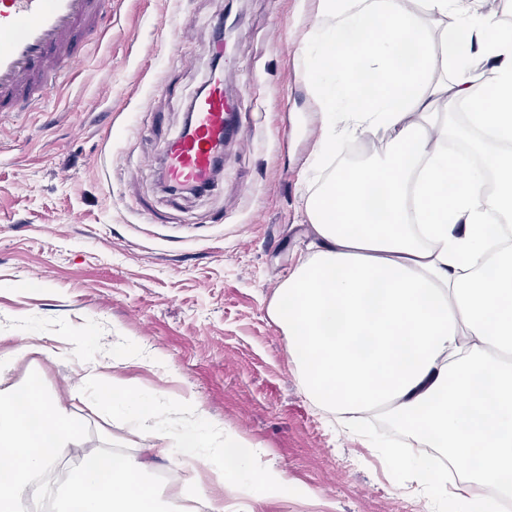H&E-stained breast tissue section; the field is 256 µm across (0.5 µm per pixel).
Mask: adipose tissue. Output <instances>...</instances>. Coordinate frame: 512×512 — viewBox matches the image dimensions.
Listing matches in <instances>:
<instances>
[{"label": "adipose tissue", "instance_id": "adipose-tissue-1", "mask_svg": "<svg viewBox=\"0 0 512 512\" xmlns=\"http://www.w3.org/2000/svg\"><path fill=\"white\" fill-rule=\"evenodd\" d=\"M320 14L304 70L321 106L315 163L350 135L388 148L313 183L312 251L272 316L314 405L388 411L421 447L471 466L466 512H498L483 490L512 497V28L486 0H320ZM460 106L482 167L448 156L438 116ZM13 360L0 351V512H190L160 500L135 456L85 452L60 479L81 430L36 384H9ZM81 382L153 433L150 453L206 448L244 469L210 435L157 429L140 392L95 371Z\"/></svg>", "mask_w": 512, "mask_h": 512}]
</instances>
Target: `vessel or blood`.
<instances>
[{"label": "vessel or blood", "instance_id": "vessel-or-blood-1", "mask_svg": "<svg viewBox=\"0 0 512 512\" xmlns=\"http://www.w3.org/2000/svg\"><path fill=\"white\" fill-rule=\"evenodd\" d=\"M110 0H0V112H24L59 84L63 63L78 62L79 40L100 26ZM233 130L224 71L213 68L181 134L166 148L164 175L186 189L213 184Z\"/></svg>", "mask_w": 512, "mask_h": 512}]
</instances>
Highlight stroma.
<instances>
[{"instance_id":"35a3bbf8","label":"stroma","mask_w":512,"mask_h":512,"mask_svg":"<svg viewBox=\"0 0 512 512\" xmlns=\"http://www.w3.org/2000/svg\"><path fill=\"white\" fill-rule=\"evenodd\" d=\"M68 81L0 116V350L80 423L88 451L136 454L150 434L72 390L84 370L158 398L157 418L233 436L248 472L216 482L188 455L155 457L165 496L192 473L227 512H455L413 480L388 421L346 427L305 395L269 314L310 243L303 213L320 107L303 78L319 0H112ZM224 87L245 144L207 191H170L162 162L205 83L219 20ZM166 93L155 92V84ZM73 339L69 356L41 346ZM275 469L268 490L253 471Z\"/></svg>"}]
</instances>
